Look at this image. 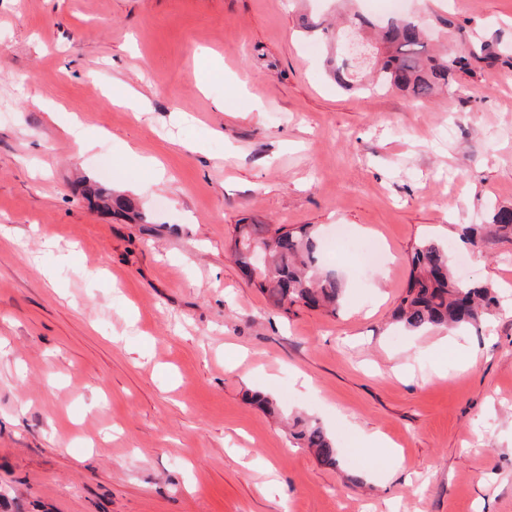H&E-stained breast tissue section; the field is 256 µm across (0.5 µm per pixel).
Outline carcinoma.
I'll return each instance as SVG.
<instances>
[{
  "instance_id": "carcinoma-1",
  "label": "carcinoma",
  "mask_w": 512,
  "mask_h": 512,
  "mask_svg": "<svg viewBox=\"0 0 512 512\" xmlns=\"http://www.w3.org/2000/svg\"><path fill=\"white\" fill-rule=\"evenodd\" d=\"M383 52L374 62L376 75L364 86L368 91L396 89L415 99L432 97L441 86L452 87L462 76H474L480 65L512 64V53L484 41L476 46L437 56L428 49V40L420 24L412 18H390L381 37ZM333 77L349 85L351 67L334 54ZM94 196L103 204H112L125 218L138 223L145 215L134 211L132 202L115 191L98 187ZM491 225L503 237H512V208L494 211ZM264 244L270 262L261 266L253 282L268 304L282 309L283 298L294 303L307 299L312 307L334 315L342 304L345 283L338 273L320 265L319 240L315 225L303 224L290 230L271 224H237L227 249L236 264L245 269L251 261L252 246ZM410 278L393 313V322L410 332L438 327L472 325L499 305L494 289L482 282L465 285L452 272V253L434 239H421L410 250ZM290 435L300 448L312 450L328 465L336 464V445L318 423L297 417Z\"/></svg>"
}]
</instances>
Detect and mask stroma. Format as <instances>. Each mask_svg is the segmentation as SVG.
Returning a JSON list of instances; mask_svg holds the SVG:
<instances>
[{
    "instance_id": "35a3bbf8",
    "label": "stroma",
    "mask_w": 512,
    "mask_h": 512,
    "mask_svg": "<svg viewBox=\"0 0 512 512\" xmlns=\"http://www.w3.org/2000/svg\"><path fill=\"white\" fill-rule=\"evenodd\" d=\"M400 10L434 49L512 47V0ZM304 12L336 4L0 0V512H512V239L459 238L512 208V68L425 102L345 90ZM127 88L145 112L113 104ZM238 224L342 225L379 262L324 256L340 311H279L226 251ZM425 237L501 296L455 349L391 324ZM292 415L337 466L290 442ZM94 196L100 200L104 205H109L112 201V208L123 215L129 220H135L136 223L146 222L145 215L141 212H134V217H130L129 213L133 211L134 205L132 202L120 194H116L114 190L105 187H96ZM290 435L297 447L308 448L324 463L336 465L335 442L318 423L297 417L293 420Z\"/></svg>"
}]
</instances>
